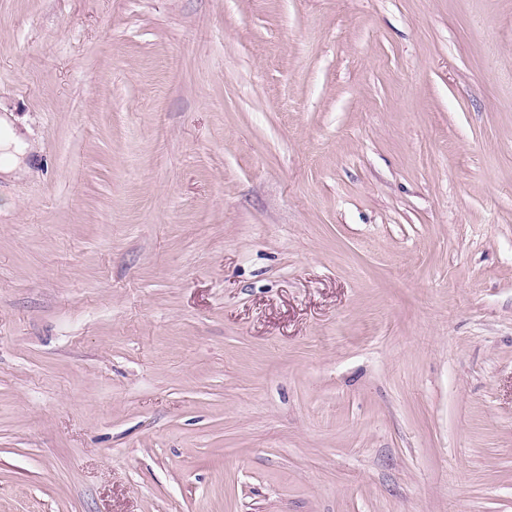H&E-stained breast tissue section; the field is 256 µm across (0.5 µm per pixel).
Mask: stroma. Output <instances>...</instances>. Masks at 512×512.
Listing matches in <instances>:
<instances>
[{
	"label": "stroma",
	"mask_w": 512,
	"mask_h": 512,
	"mask_svg": "<svg viewBox=\"0 0 512 512\" xmlns=\"http://www.w3.org/2000/svg\"><path fill=\"white\" fill-rule=\"evenodd\" d=\"M0 512H512V0H0ZM1 129L0 150L2 151L3 162H0V173L11 174L20 168L24 157L33 152V147L5 117L0 118Z\"/></svg>",
	"instance_id": "obj_1"
}]
</instances>
